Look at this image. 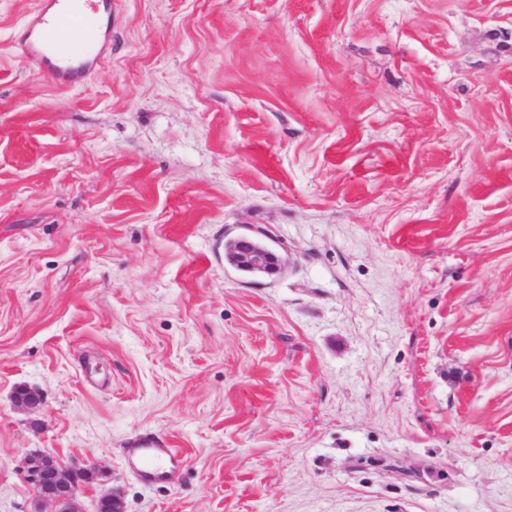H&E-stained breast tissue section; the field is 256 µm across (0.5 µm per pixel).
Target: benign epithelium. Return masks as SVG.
<instances>
[{"instance_id":"obj_1","label":"benign epithelium","mask_w":512,"mask_h":512,"mask_svg":"<svg viewBox=\"0 0 512 512\" xmlns=\"http://www.w3.org/2000/svg\"><path fill=\"white\" fill-rule=\"evenodd\" d=\"M260 230L237 237L239 244L235 256L236 263L243 268L261 270L268 275L282 270V262L277 252L267 247L257 249L252 243ZM25 465L31 478L35 502L38 508L51 507L54 512H78V498L84 483L97 472L94 463L82 468H74L56 457L35 452L25 458Z\"/></svg>"}]
</instances>
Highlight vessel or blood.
<instances>
[{
	"label": "vessel or blood",
	"instance_id": "b4317fda",
	"mask_svg": "<svg viewBox=\"0 0 512 512\" xmlns=\"http://www.w3.org/2000/svg\"><path fill=\"white\" fill-rule=\"evenodd\" d=\"M102 15L100 39L91 53L75 52L61 29L63 19L82 21L86 12ZM112 0H39L17 49L57 84L71 86L83 80L112 51ZM179 454L175 448L154 447L151 440L131 449L130 460L147 485L170 480V464Z\"/></svg>",
	"mask_w": 512,
	"mask_h": 512
}]
</instances>
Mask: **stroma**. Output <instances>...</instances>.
I'll return each instance as SVG.
<instances>
[{
	"mask_svg": "<svg viewBox=\"0 0 512 512\" xmlns=\"http://www.w3.org/2000/svg\"><path fill=\"white\" fill-rule=\"evenodd\" d=\"M37 3L0 0V512L33 451L102 469L83 512H512V0H117L71 88ZM248 226L283 272L226 261ZM78 4L104 19L93 53L75 52L61 29L64 18L74 22L84 19L85 12ZM16 47L57 84H77L112 52V0H41ZM179 454L178 448H157L151 440L146 439L139 448H132L129 456L141 481L153 485L171 479L173 470L169 465Z\"/></svg>",
	"mask_w": 512,
	"mask_h": 512,
	"instance_id": "1",
	"label": "stroma"
}]
</instances>
